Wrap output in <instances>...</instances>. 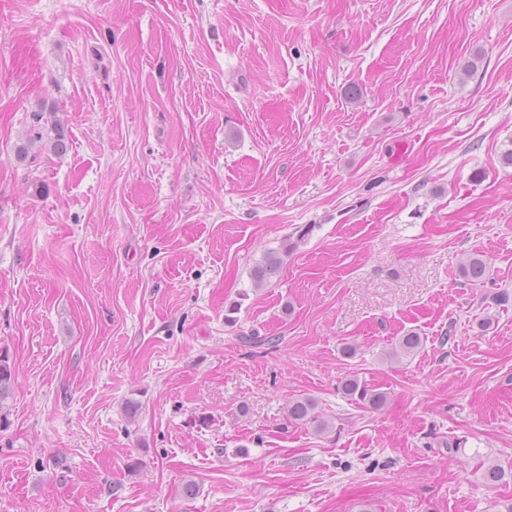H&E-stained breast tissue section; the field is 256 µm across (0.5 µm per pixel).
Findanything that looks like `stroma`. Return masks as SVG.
<instances>
[{
    "label": "stroma",
    "mask_w": 512,
    "mask_h": 512,
    "mask_svg": "<svg viewBox=\"0 0 512 512\" xmlns=\"http://www.w3.org/2000/svg\"><path fill=\"white\" fill-rule=\"evenodd\" d=\"M510 149L512 0H0V512H507ZM459 273L471 285L479 286L486 280L487 263L482 255L469 254L460 262ZM281 260L277 255L267 254L255 264L251 271V278L255 286H261L269 281L279 270ZM342 391L349 400L363 409H377L383 405L386 400L384 392L370 388L357 376H351L346 379L342 386ZM316 403L308 397L295 398L288 403V418L295 423H316V428L321 431L327 426L326 422L319 420L316 415Z\"/></svg>",
    "instance_id": "35a3bbf8"
}]
</instances>
